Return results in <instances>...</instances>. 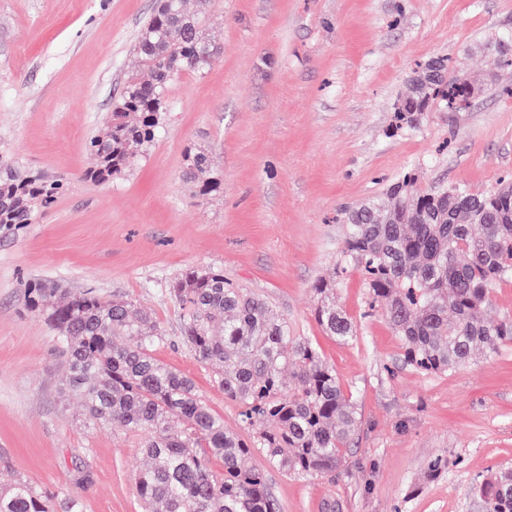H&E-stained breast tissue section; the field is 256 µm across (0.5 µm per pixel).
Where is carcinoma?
Segmentation results:
<instances>
[{"instance_id": "obj_1", "label": "carcinoma", "mask_w": 512, "mask_h": 512, "mask_svg": "<svg viewBox=\"0 0 512 512\" xmlns=\"http://www.w3.org/2000/svg\"><path fill=\"white\" fill-rule=\"evenodd\" d=\"M208 5L198 0L190 11L186 0H160L134 45L139 69L87 142L96 164L85 179L129 176L156 140L171 82L214 63L216 48L201 25ZM482 51L494 69L512 67L511 37L492 35ZM438 64L430 77L427 63L409 76L410 92L395 108L400 125L416 129L432 108L457 112L471 92L493 90L490 75L460 74L443 57ZM185 176L202 200L224 190L202 152L187 153ZM66 185L64 176L25 170L0 155V239L35 223ZM340 265L361 272L370 301L383 306L401 338L405 364L431 374L459 368L480 350L512 342L511 316L486 318L496 288L512 282V181L489 190L423 189L407 172L383 198L346 213ZM23 287L56 333L85 415L141 437L146 463L135 488L144 512H279L265 471L253 462L256 450L292 477L323 478L346 463L359 423L354 394L312 341L291 335L265 298L224 278V269L189 267L169 294L180 310L177 342L212 368L214 385L252 429L248 441L224 427L192 378L155 358L171 337L146 311L90 289ZM312 290L323 331L353 339V322L336 306V281L321 279ZM473 491L482 512H512V469ZM0 512H79V502L16 478L0 488Z\"/></svg>"}]
</instances>
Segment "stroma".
<instances>
[{
    "mask_svg": "<svg viewBox=\"0 0 512 512\" xmlns=\"http://www.w3.org/2000/svg\"><path fill=\"white\" fill-rule=\"evenodd\" d=\"M157 5L0 0V153L67 178L36 223L0 239V483L22 476L82 512L140 507L138 437L85 422L24 282L130 298L174 338L172 281L189 266L220 267L312 340L357 396L360 423L335 476L268 469L280 512H481L472 486L512 467V343L445 374L404 365L399 337L369 313L360 274L338 269L337 254L346 211L407 169L432 188L512 176V71L499 72L498 92L463 112L432 109L418 129L396 130L394 114L431 57L488 70L475 47L512 33V0H211L202 29L220 49L214 64L170 85L163 126L130 176L88 182L87 142L136 69L134 44ZM193 148L224 182L203 202L183 177ZM331 276L356 327L349 342L317 321L312 285ZM155 356L242 431L210 367L174 341ZM438 456L448 468L429 477Z\"/></svg>",
    "mask_w": 512,
    "mask_h": 512,
    "instance_id": "35a3bbf8",
    "label": "stroma"
}]
</instances>
